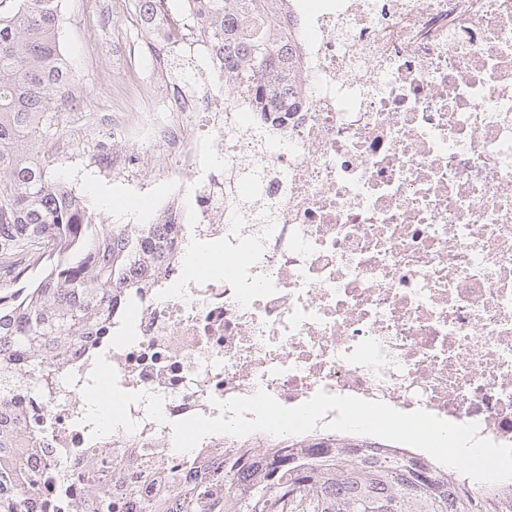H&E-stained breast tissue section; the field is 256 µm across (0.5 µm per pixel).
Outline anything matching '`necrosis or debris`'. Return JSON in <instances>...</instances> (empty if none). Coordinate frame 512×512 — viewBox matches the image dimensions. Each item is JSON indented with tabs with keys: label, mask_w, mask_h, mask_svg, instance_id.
I'll list each match as a JSON object with an SVG mask.
<instances>
[{
	"label": "necrosis or debris",
	"mask_w": 512,
	"mask_h": 512,
	"mask_svg": "<svg viewBox=\"0 0 512 512\" xmlns=\"http://www.w3.org/2000/svg\"><path fill=\"white\" fill-rule=\"evenodd\" d=\"M152 6L139 39L153 80L85 140L132 195L164 186L147 221L181 230L119 336L22 391L42 488L29 512H55L61 480L87 507L95 448L149 496L190 455L283 445L255 432L174 449L172 422L259 389L288 407L323 390L421 408L512 445V0H283L302 66L271 120L224 83L191 11ZM176 58L191 70L172 75ZM148 151L167 162L137 173ZM100 356L122 389L163 398L165 422L138 403L134 430L92 436L80 394Z\"/></svg>",
	"instance_id": "obj_1"
}]
</instances>
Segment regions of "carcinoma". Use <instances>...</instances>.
<instances>
[{
    "mask_svg": "<svg viewBox=\"0 0 512 512\" xmlns=\"http://www.w3.org/2000/svg\"><path fill=\"white\" fill-rule=\"evenodd\" d=\"M224 49V78L268 95L292 86L295 32L281 0H183ZM61 0H14L0 11V512L37 497L20 450L25 424L1 386L64 368L76 347L112 335L126 295L166 272L168 238L153 224H99L38 146L58 92L74 81L59 40ZM120 465L97 459L86 481L94 512H113ZM136 512H512V488L476 495L466 476L369 436L288 438L273 454L203 461L185 482L143 498Z\"/></svg>",
    "mask_w": 512,
    "mask_h": 512,
    "instance_id": "cac0c4a2",
    "label": "carcinoma"
}]
</instances>
